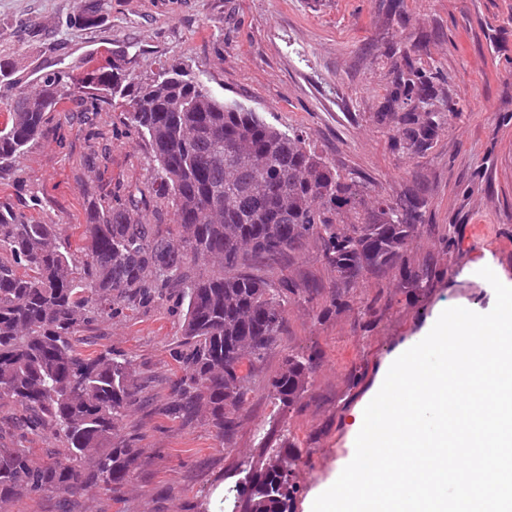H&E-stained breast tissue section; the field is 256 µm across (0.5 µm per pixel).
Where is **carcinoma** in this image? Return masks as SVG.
<instances>
[{"instance_id": "cac0c4a2", "label": "carcinoma", "mask_w": 512, "mask_h": 512, "mask_svg": "<svg viewBox=\"0 0 512 512\" xmlns=\"http://www.w3.org/2000/svg\"><path fill=\"white\" fill-rule=\"evenodd\" d=\"M101 0L80 24L94 27ZM0 180L48 132L68 100L128 107L125 120L150 145L152 180L129 183L98 200L83 244L72 250L61 224L35 220L0 199V400L18 411L11 435H49L64 448L45 459L33 448L0 446V506L46 492L77 494L134 479L141 449L123 431L145 398L135 361L106 349H80L82 333L126 311L175 299L183 340L172 359L166 416L190 425L206 418L220 437L242 404L246 383L285 324V294L300 284L274 278L277 260L313 243L336 273L333 306L348 303L365 277L394 275L416 286L423 275L404 253L423 222L413 193L376 199L306 144L237 102L212 94L174 64L145 81L108 63L80 79L47 75L35 92L0 59ZM380 122L399 144L425 152L435 121L430 82L411 65L394 70ZM152 211L154 223L135 215ZM172 223H167V216ZM311 359L290 356L270 379L274 400L292 407ZM296 487L288 458L249 467L236 489L242 512H288Z\"/></svg>"}]
</instances>
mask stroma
Returning <instances> with one entry per match:
<instances>
[{
  "mask_svg": "<svg viewBox=\"0 0 512 512\" xmlns=\"http://www.w3.org/2000/svg\"><path fill=\"white\" fill-rule=\"evenodd\" d=\"M86 0H0V54L17 79L32 70L77 79L112 63L135 77L184 63L218 98L258 112L307 144L368 196L416 188L424 221L405 252L425 272L418 288L398 278L363 279L347 307L332 306L334 272L315 247L283 258L276 275L310 292L289 295L284 330L252 378L235 427L217 437L207 419L183 425L161 413L171 353L182 336L175 302L139 309L86 333L85 352L133 356L150 405L125 422L140 437L132 482L112 491L19 498L13 512H232L224 493L240 472L287 456L296 491L289 512H312L355 452L354 425L393 361L421 341L440 313L495 304L478 271L512 283V0H104L99 23L73 24ZM35 19L42 37L19 39ZM101 40L105 55L83 44ZM432 76L438 127L416 154L377 119L404 61ZM46 140L23 156L24 181L0 188L23 213L65 225L80 245L89 194L149 176L147 143L119 110L62 104ZM42 208H34L33 198ZM313 368L298 403L279 407L269 381L288 356Z\"/></svg>",
  "mask_w": 512,
  "mask_h": 512,
  "instance_id": "stroma-1",
  "label": "stroma"
}]
</instances>
